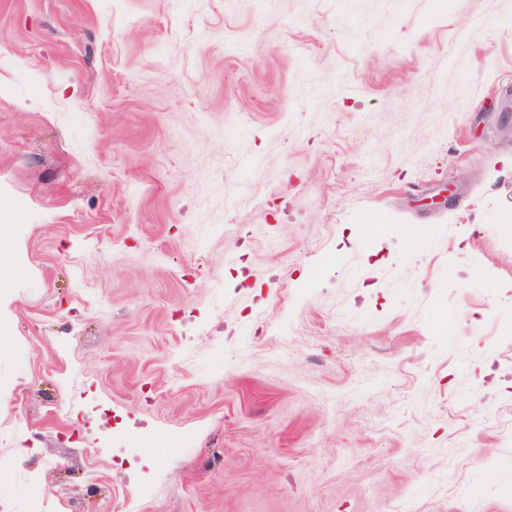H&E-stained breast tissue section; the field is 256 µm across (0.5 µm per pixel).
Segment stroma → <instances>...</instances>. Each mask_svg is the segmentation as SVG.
Listing matches in <instances>:
<instances>
[{"label":"stroma","instance_id":"stroma-1","mask_svg":"<svg viewBox=\"0 0 512 512\" xmlns=\"http://www.w3.org/2000/svg\"><path fill=\"white\" fill-rule=\"evenodd\" d=\"M0 256V512H512V0H0Z\"/></svg>","mask_w":512,"mask_h":512}]
</instances>
